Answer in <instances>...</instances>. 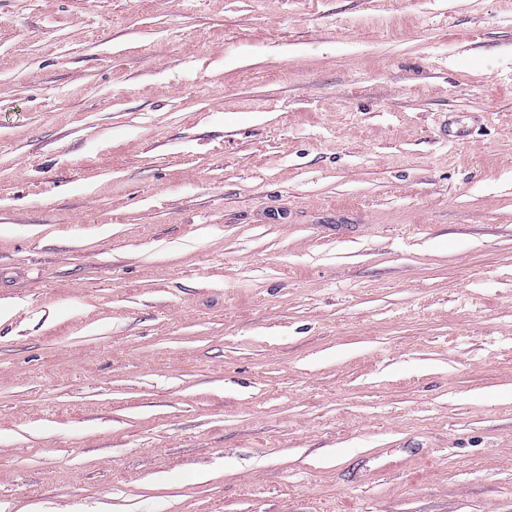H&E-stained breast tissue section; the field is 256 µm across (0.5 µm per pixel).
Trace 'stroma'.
Returning <instances> with one entry per match:
<instances>
[{
    "mask_svg": "<svg viewBox=\"0 0 512 512\" xmlns=\"http://www.w3.org/2000/svg\"><path fill=\"white\" fill-rule=\"evenodd\" d=\"M1 308L0 512H512V0H0ZM440 131L446 143H459L470 135L469 124L454 115L445 116L440 123Z\"/></svg>",
    "mask_w": 512,
    "mask_h": 512,
    "instance_id": "1",
    "label": "stroma"
}]
</instances>
